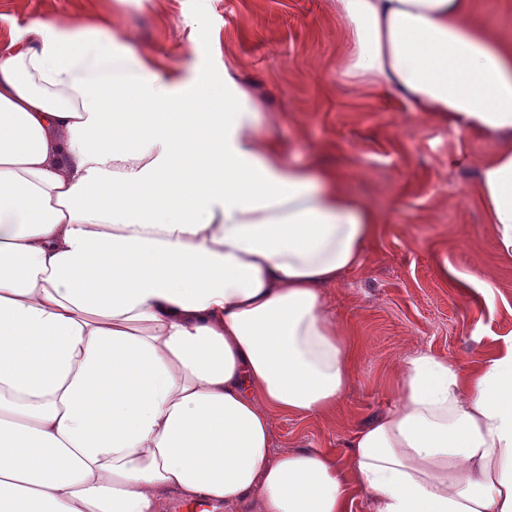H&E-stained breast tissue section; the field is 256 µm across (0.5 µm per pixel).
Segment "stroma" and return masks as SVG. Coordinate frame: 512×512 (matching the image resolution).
<instances>
[{
    "instance_id": "stroma-1",
    "label": "stroma",
    "mask_w": 512,
    "mask_h": 512,
    "mask_svg": "<svg viewBox=\"0 0 512 512\" xmlns=\"http://www.w3.org/2000/svg\"><path fill=\"white\" fill-rule=\"evenodd\" d=\"M65 15L162 58L196 41L187 68L218 82L232 70L263 114V135L287 146L290 162L336 169L383 218L362 269L329 291L358 346L356 376L332 412L276 416L275 451L346 457L354 431L394 402L398 361L428 351L465 369L512 336V254L475 195L498 141L411 111L395 92L341 80L336 60L348 38L335 0H0V52L10 29ZM450 268L490 283L491 301Z\"/></svg>"
}]
</instances>
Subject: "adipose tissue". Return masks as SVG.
Listing matches in <instances>:
<instances>
[{
	"mask_svg": "<svg viewBox=\"0 0 512 512\" xmlns=\"http://www.w3.org/2000/svg\"><path fill=\"white\" fill-rule=\"evenodd\" d=\"M337 75L495 136L477 195L512 254V40L471 0H336ZM36 18L0 52V512H512V338L423 352L335 450L358 347L327 290L381 217L264 137L247 89Z\"/></svg>",
	"mask_w": 512,
	"mask_h": 512,
	"instance_id": "adipose-tissue-1",
	"label": "adipose tissue"
}]
</instances>
